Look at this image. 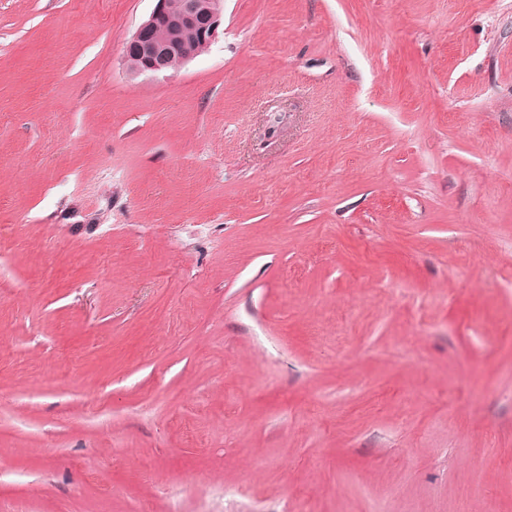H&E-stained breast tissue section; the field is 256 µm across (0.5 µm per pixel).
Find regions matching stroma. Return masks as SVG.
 I'll use <instances>...</instances> for the list:
<instances>
[{
	"label": "stroma",
	"instance_id": "obj_1",
	"mask_svg": "<svg viewBox=\"0 0 512 512\" xmlns=\"http://www.w3.org/2000/svg\"><path fill=\"white\" fill-rule=\"evenodd\" d=\"M0 0V512H512V0ZM150 17L125 42L124 62L131 75L167 72L199 56L219 37L224 0H155ZM163 27L166 36L152 37Z\"/></svg>",
	"mask_w": 512,
	"mask_h": 512
}]
</instances>
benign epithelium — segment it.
<instances>
[{
	"mask_svg": "<svg viewBox=\"0 0 512 512\" xmlns=\"http://www.w3.org/2000/svg\"><path fill=\"white\" fill-rule=\"evenodd\" d=\"M224 21V0H157L150 17L126 41L132 75L167 72L199 56L216 41Z\"/></svg>",
	"mask_w": 512,
	"mask_h": 512,
	"instance_id": "benign-epithelium-1",
	"label": "benign epithelium"
}]
</instances>
